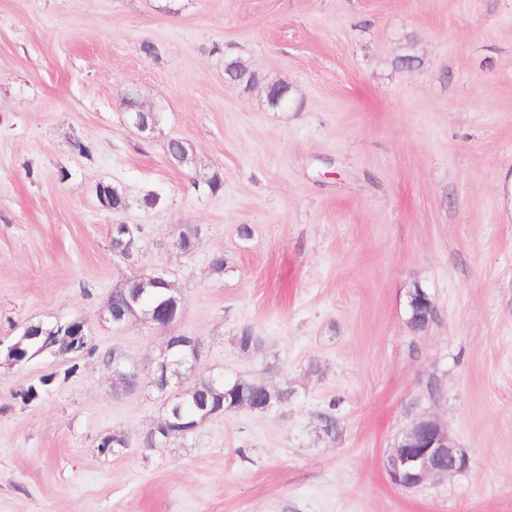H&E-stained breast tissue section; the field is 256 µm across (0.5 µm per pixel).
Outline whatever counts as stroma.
<instances>
[{"mask_svg":"<svg viewBox=\"0 0 512 512\" xmlns=\"http://www.w3.org/2000/svg\"><path fill=\"white\" fill-rule=\"evenodd\" d=\"M228 56L262 84L227 82ZM276 80L288 108L266 102ZM132 86L160 111L147 138ZM213 171L220 194L192 188ZM115 224L141 226L131 255ZM159 272L177 322L105 321L114 288ZM416 287L438 311L422 331ZM71 317L143 368L199 337L198 371L293 397L147 448L169 405L153 387L123 391L95 358H0V512H512V0H0V339ZM245 325L259 350H239ZM420 413L470 465L405 490L386 457ZM115 432L129 448L98 454Z\"/></svg>","mask_w":512,"mask_h":512,"instance_id":"35a3bbf8","label":"stroma"}]
</instances>
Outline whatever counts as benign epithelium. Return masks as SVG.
I'll return each mask as SVG.
<instances>
[{"mask_svg": "<svg viewBox=\"0 0 512 512\" xmlns=\"http://www.w3.org/2000/svg\"><path fill=\"white\" fill-rule=\"evenodd\" d=\"M130 124L145 136L156 131L155 108L139 105L138 110L130 113ZM162 286L168 288L171 295L161 302L141 309L137 319L157 328H166L181 315L183 299L173 293L170 283L162 276L155 277ZM432 305L429 294L424 289L410 295L409 308L411 319L420 321ZM187 351L181 355L170 353L166 347L155 359L148 379V385L162 393L174 391L179 397L183 381L195 373L202 353V345L190 341ZM112 376L135 387L142 382L141 371L134 365L124 364L117 356H112L108 365ZM469 465L467 454L457 448L448 436V430L435 418L428 415L415 416L409 426L397 438L389 455L387 472L393 484L414 489L424 482L439 481L442 478L465 470Z\"/></svg>", "mask_w": 512, "mask_h": 512, "instance_id": "1", "label": "benign epithelium"}]
</instances>
